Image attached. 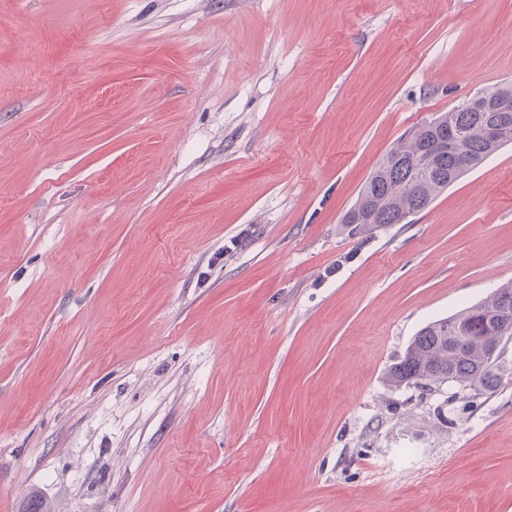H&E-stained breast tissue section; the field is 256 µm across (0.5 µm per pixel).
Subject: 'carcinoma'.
<instances>
[{
    "instance_id": "1",
    "label": "carcinoma",
    "mask_w": 512,
    "mask_h": 512,
    "mask_svg": "<svg viewBox=\"0 0 512 512\" xmlns=\"http://www.w3.org/2000/svg\"><path fill=\"white\" fill-rule=\"evenodd\" d=\"M512 92V86L467 99L451 110L417 127L419 135L407 134L395 143L369 176L342 224L351 235L371 234L392 224H406L467 171L490 155L512 144V112L503 115L498 140L487 141L482 133L485 113L476 100L490 102ZM464 130L453 149L436 158L434 168L420 175L405 161L416 157L429 143L442 137L448 125ZM487 310L480 302L463 311L434 320L422 327L403 357L390 366L387 378L395 386L415 387L431 393L452 383L463 389L491 391L502 384L496 363L489 362V347L498 332L486 323Z\"/></svg>"
}]
</instances>
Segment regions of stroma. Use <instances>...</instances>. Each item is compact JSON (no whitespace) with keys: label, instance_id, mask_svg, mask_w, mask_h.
I'll list each match as a JSON object with an SVG mask.
<instances>
[{"label":"stroma","instance_id":"obj_1","mask_svg":"<svg viewBox=\"0 0 512 512\" xmlns=\"http://www.w3.org/2000/svg\"><path fill=\"white\" fill-rule=\"evenodd\" d=\"M512 85V0H0V512H512V384L386 380L512 281V145L341 220ZM510 91L512 86H502L467 99L417 127L419 137L409 132L395 143L369 176L354 206L345 214L342 224L348 233L354 236L372 234L392 224H409L408 216L413 217L427 209L464 173L512 144V96L493 104H478L482 108L488 107L490 112H508L503 115L495 143L487 141L484 136L493 139L498 131V122L487 121L483 126V136L486 112H479L474 107L477 99L490 102ZM448 124L463 129L464 136L459 140L461 131ZM447 129L448 136L437 140ZM435 141L431 151L413 164L415 169H423L446 144L449 147L457 142L449 153L443 152L436 158L434 168L415 176L405 161L416 157L427 144ZM449 175L452 176L451 181H448ZM356 212L360 216L357 224L351 218Z\"/></svg>","mask_w":512,"mask_h":512}]
</instances>
